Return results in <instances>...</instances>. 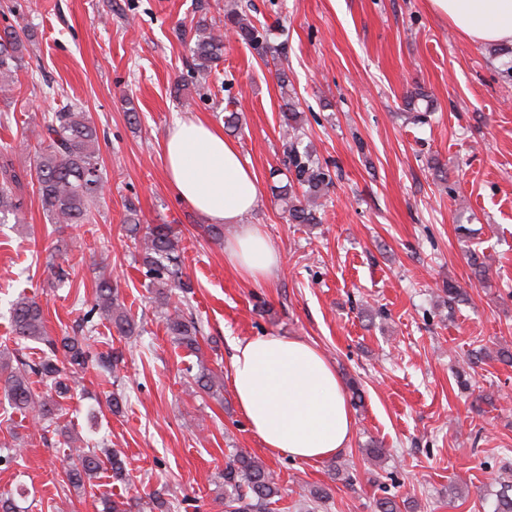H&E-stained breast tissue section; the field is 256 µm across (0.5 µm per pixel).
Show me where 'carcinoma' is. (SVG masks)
Segmentation results:
<instances>
[{"mask_svg": "<svg viewBox=\"0 0 512 512\" xmlns=\"http://www.w3.org/2000/svg\"><path fill=\"white\" fill-rule=\"evenodd\" d=\"M230 28L260 59L270 54L285 55L284 48L271 45L265 29L259 28L237 4L227 5L224 23L202 20L192 36L186 31L178 38L187 47L192 69L205 78L224 58V28ZM23 27L9 24L0 30V97L13 94L15 75L24 65ZM277 86L283 101L280 138L288 158V184L281 187L279 199L293 224H318L323 211L322 199L333 179L327 163L321 161L310 144L303 141L305 120L290 93L292 83L288 69L276 70ZM39 151L35 157L37 194L43 213L50 224H83L90 220L91 209L103 195V177L97 128L89 113L76 105H66L59 112L44 118L33 129ZM19 176L16 170L4 172L0 179V223L8 215H17L23 208L16 193ZM127 232L139 241L143 274L148 279L155 301L163 309L166 332L176 348L188 355L200 353L198 336L201 329L193 316L180 308L187 304L191 284L183 280L176 260L181 241L180 232L164 222L153 224L143 237L140 218L135 206L127 207ZM180 292V305L171 302L173 293ZM12 331L18 340L41 344L36 357L13 362L0 351V394L11 409L51 425L59 419V399L70 395V372L84 368L91 360L87 340L99 326L107 324L122 336L135 334L137 324L125 307L118 303L112 281L101 279L95 285L94 302L82 317L84 336L47 335L42 305L35 298L18 295L9 307ZM40 383L54 391L55 397H38L33 384ZM199 390L216 395L213 372L202 366L194 377ZM82 440L73 436L67 441L70 464L66 470V485L76 491L96 478L101 460L92 448L81 446ZM224 480L225 512H271V506L282 499L273 472L260 458L250 452L237 450L228 458L222 474ZM500 488L495 493L493 512H512V475L505 471L499 477Z\"/></svg>", "mask_w": 512, "mask_h": 512, "instance_id": "obj_1", "label": "carcinoma"}]
</instances>
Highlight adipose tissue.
Listing matches in <instances>:
<instances>
[{
  "mask_svg": "<svg viewBox=\"0 0 512 512\" xmlns=\"http://www.w3.org/2000/svg\"><path fill=\"white\" fill-rule=\"evenodd\" d=\"M436 16L465 37L512 44V0H430ZM162 150L168 181L215 224H240L224 259L248 283L274 278L281 256L260 226L241 225L260 201L249 161L221 127L190 116L169 129ZM231 389L261 444L299 461H322L350 443L355 419L335 366L312 343L291 336L238 341L230 359Z\"/></svg>",
  "mask_w": 512,
  "mask_h": 512,
  "instance_id": "ef3b65f1",
  "label": "adipose tissue"
}]
</instances>
